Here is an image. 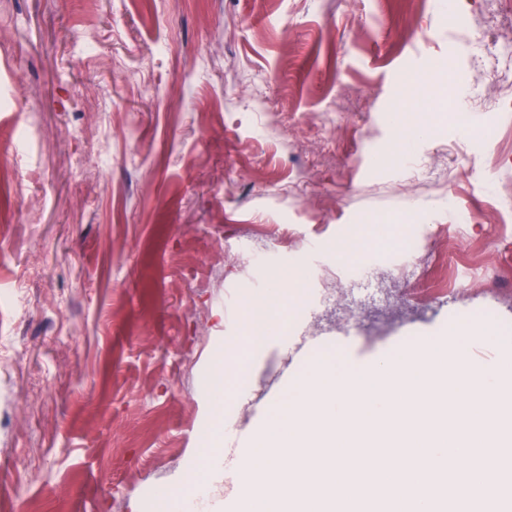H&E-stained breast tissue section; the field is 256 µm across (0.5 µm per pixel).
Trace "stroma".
Segmentation results:
<instances>
[{
	"instance_id": "obj_1",
	"label": "stroma",
	"mask_w": 512,
	"mask_h": 512,
	"mask_svg": "<svg viewBox=\"0 0 512 512\" xmlns=\"http://www.w3.org/2000/svg\"><path fill=\"white\" fill-rule=\"evenodd\" d=\"M458 8L0 0V512H164L191 477L235 512L197 454L246 447L286 376L480 313L512 354V0ZM452 66L497 128L475 156ZM275 283L321 345L214 384Z\"/></svg>"
}]
</instances>
